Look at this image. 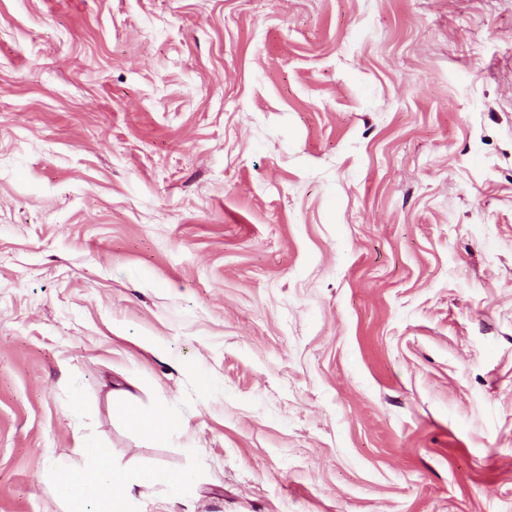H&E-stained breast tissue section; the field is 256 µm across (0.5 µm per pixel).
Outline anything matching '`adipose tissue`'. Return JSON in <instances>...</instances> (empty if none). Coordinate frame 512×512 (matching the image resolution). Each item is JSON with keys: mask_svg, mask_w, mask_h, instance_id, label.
Segmentation results:
<instances>
[{"mask_svg": "<svg viewBox=\"0 0 512 512\" xmlns=\"http://www.w3.org/2000/svg\"><path fill=\"white\" fill-rule=\"evenodd\" d=\"M116 408L124 419L145 434L160 440H170L180 424L167 406L142 414L129 408L123 397H116ZM72 460L59 463L53 478V491L64 512H83L86 501H94L98 512H124V504L134 489L162 484L174 500L185 499L195 482L192 471L167 474L151 470L116 468L111 459L97 446L94 438L80 435L72 450Z\"/></svg>", "mask_w": 512, "mask_h": 512, "instance_id": "obj_1", "label": "adipose tissue"}]
</instances>
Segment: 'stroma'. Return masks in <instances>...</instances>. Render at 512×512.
I'll return each instance as SVG.
<instances>
[{
  "mask_svg": "<svg viewBox=\"0 0 512 512\" xmlns=\"http://www.w3.org/2000/svg\"><path fill=\"white\" fill-rule=\"evenodd\" d=\"M79 432L195 473L135 512H512V0H0V512ZM115 406L127 422L156 439L169 441L180 427L173 413L165 405L158 406L149 414H141L126 405L120 392L116 396Z\"/></svg>",
  "mask_w": 512,
  "mask_h": 512,
  "instance_id": "obj_1",
  "label": "stroma"
}]
</instances>
